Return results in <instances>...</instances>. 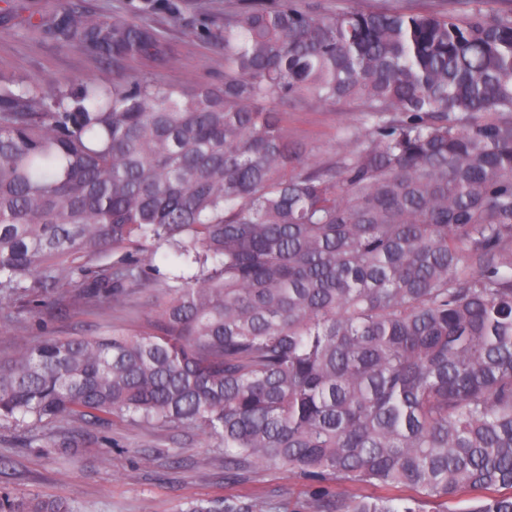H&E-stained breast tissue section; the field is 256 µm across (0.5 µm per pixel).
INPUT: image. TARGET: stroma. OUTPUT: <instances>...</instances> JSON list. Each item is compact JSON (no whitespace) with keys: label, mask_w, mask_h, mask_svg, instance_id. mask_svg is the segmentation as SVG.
I'll use <instances>...</instances> for the list:
<instances>
[{"label":"stroma","mask_w":512,"mask_h":512,"mask_svg":"<svg viewBox=\"0 0 512 512\" xmlns=\"http://www.w3.org/2000/svg\"><path fill=\"white\" fill-rule=\"evenodd\" d=\"M240 0H179V14L163 8L145 13L160 33L172 59L144 65L156 81L171 86L220 85L224 49L217 35L224 14ZM58 0H0V78L20 85L35 79H70L109 84L129 71L78 48L60 44L24 21L52 20ZM211 36H200L201 28ZM355 104L318 107L295 101L285 107L288 143L310 163L335 159L346 132L359 125ZM154 263L160 273L127 291L113 307H85L77 285L64 293L67 306L34 315L27 298L10 301L11 314L0 318V363L19 345L48 336H96L111 330L142 329L165 297L163 278L180 274L182 258L160 248ZM0 493L14 497L63 498L75 512H187L192 501L223 505L225 498L255 493L265 512H298L309 485L281 467L250 468L240 483L224 475V444L189 424L112 418L106 422L0 421Z\"/></svg>","instance_id":"stroma-1"}]
</instances>
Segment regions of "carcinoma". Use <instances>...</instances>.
Masks as SVG:
<instances>
[{"instance_id":"1","label":"carcinoma","mask_w":512,"mask_h":512,"mask_svg":"<svg viewBox=\"0 0 512 512\" xmlns=\"http://www.w3.org/2000/svg\"><path fill=\"white\" fill-rule=\"evenodd\" d=\"M156 2L110 19L64 0L25 27L159 61L141 19ZM438 2L241 0L222 87L0 85V300L60 303L76 282L110 306L164 245L191 269L147 332L21 348L0 419L195 424L224 440L228 481L273 463L315 487L306 512L462 493L468 512H512V10ZM301 97L357 104L336 161L289 148L279 108ZM0 512L74 510L4 497Z\"/></svg>"}]
</instances>
